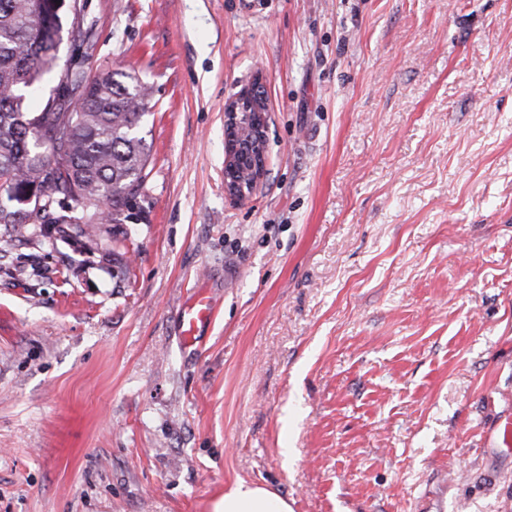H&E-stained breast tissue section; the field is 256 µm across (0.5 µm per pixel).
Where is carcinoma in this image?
I'll return each instance as SVG.
<instances>
[{
	"label": "carcinoma",
	"instance_id": "cac0c4a2",
	"mask_svg": "<svg viewBox=\"0 0 512 512\" xmlns=\"http://www.w3.org/2000/svg\"><path fill=\"white\" fill-rule=\"evenodd\" d=\"M67 23L56 0H0V188L61 199L44 211L40 236L84 240L82 247L112 256L117 273H128L121 252L124 224L145 219L137 205L148 173L150 145L140 135L149 109L148 88L139 78L86 70L62 78L51 31ZM54 75L57 104L29 108V98ZM112 225L104 243L95 221L98 205ZM0 207V259L15 246L26 220Z\"/></svg>",
	"mask_w": 512,
	"mask_h": 512
}]
</instances>
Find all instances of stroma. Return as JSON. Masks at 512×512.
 <instances>
[{"label":"stroma","instance_id":"35a3bbf8","mask_svg":"<svg viewBox=\"0 0 512 512\" xmlns=\"http://www.w3.org/2000/svg\"><path fill=\"white\" fill-rule=\"evenodd\" d=\"M150 92L130 274L0 271V512H512V0H87ZM266 176L224 194L254 78ZM216 300L197 351L175 318ZM214 512H292L288 501L271 491L239 483L224 492Z\"/></svg>","mask_w":512,"mask_h":512}]
</instances>
